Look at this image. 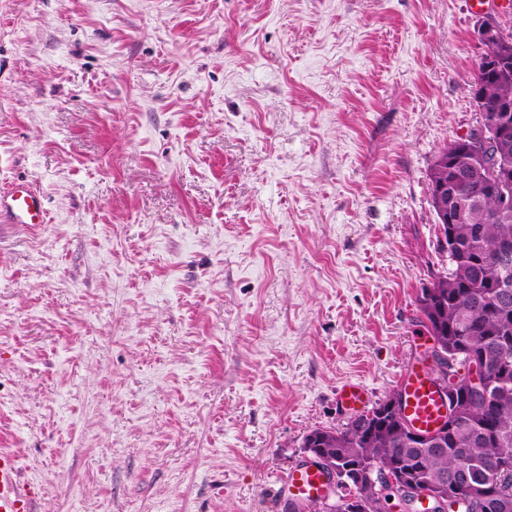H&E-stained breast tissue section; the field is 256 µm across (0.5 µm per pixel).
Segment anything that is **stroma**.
I'll return each mask as SVG.
<instances>
[{"label": "stroma", "mask_w": 512, "mask_h": 512, "mask_svg": "<svg viewBox=\"0 0 512 512\" xmlns=\"http://www.w3.org/2000/svg\"><path fill=\"white\" fill-rule=\"evenodd\" d=\"M473 0H0V448L35 512H292L415 364ZM463 147V144H458L457 139H455L439 151L428 174V187L430 186V182L433 181L437 182L445 179L446 183L448 182L453 174V169H457L456 162L453 166H450V162H452V160L457 159L461 164H465L461 160V155L459 154ZM458 177L459 172H455L454 177L451 178L449 182H455ZM43 194L30 182L19 181L0 191V222L3 224L47 223ZM368 396L369 390L361 380L347 381L336 391L337 402L350 411H358L363 408ZM281 485L288 494V501H311L323 495L327 487V477L317 466L302 462L289 471Z\"/></svg>", "instance_id": "obj_1"}]
</instances>
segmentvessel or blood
<instances>
[{
  "mask_svg": "<svg viewBox=\"0 0 512 512\" xmlns=\"http://www.w3.org/2000/svg\"><path fill=\"white\" fill-rule=\"evenodd\" d=\"M47 209L43 194L30 182L19 181L0 191V222L4 224H43ZM404 414L412 427L429 433L448 417V401L433 382L427 369H405L399 378ZM369 390L360 380L345 382L336 391L337 402L345 409L357 411L368 400ZM290 502L319 499L326 487L325 474L309 462L298 464L282 480ZM37 498L34 483L23 476L17 455L0 448V512H33Z\"/></svg>",
  "mask_w": 512,
  "mask_h": 512,
  "instance_id": "obj_1",
  "label": "vessel or blood"
}]
</instances>
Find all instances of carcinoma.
Listing matches in <instances>:
<instances>
[{"instance_id":"cac0c4a2","label":"carcinoma","mask_w":512,"mask_h":512,"mask_svg":"<svg viewBox=\"0 0 512 512\" xmlns=\"http://www.w3.org/2000/svg\"><path fill=\"white\" fill-rule=\"evenodd\" d=\"M474 84L483 91L480 108L488 137L496 141L500 102L512 101V50L501 60L499 73L487 78L478 71ZM462 149L455 140L442 148L428 181L450 179V162L461 159ZM468 170L457 190L455 213L434 211L448 268L422 289L418 303L449 367L464 366L473 356L486 360L487 394L472 395L460 387L456 400H448V416L456 426L443 439L446 451L440 456L409 447L405 431L385 417L360 414L355 426L310 430L316 437L326 436L342 460L339 498L359 494L364 512H379L377 494L368 485L350 482L351 474L390 464L409 469L413 481L433 492L455 485L456 493L470 500V512H512V467L501 469L502 456L512 450V257L502 251L512 245V214L498 216L500 198L512 197V179L501 180L480 162ZM463 466L470 468L469 477L451 481V473Z\"/></svg>"}]
</instances>
